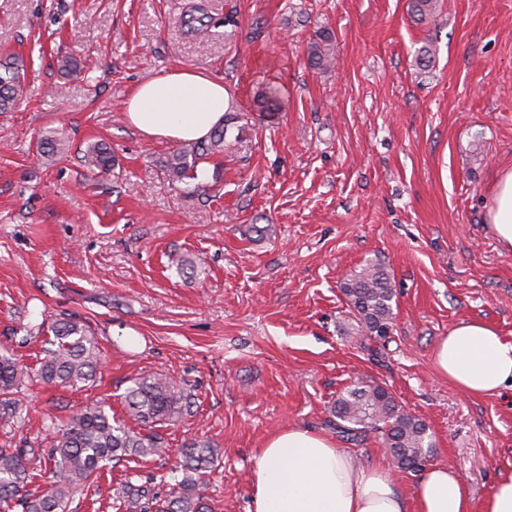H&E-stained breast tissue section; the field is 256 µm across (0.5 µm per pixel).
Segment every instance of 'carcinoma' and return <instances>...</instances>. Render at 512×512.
I'll return each instance as SVG.
<instances>
[{
  "label": "carcinoma",
  "instance_id": "obj_1",
  "mask_svg": "<svg viewBox=\"0 0 512 512\" xmlns=\"http://www.w3.org/2000/svg\"><path fill=\"white\" fill-rule=\"evenodd\" d=\"M437 0H410L413 17L424 23L434 17ZM333 35L327 30L315 34L306 47L308 63L320 69L333 60ZM26 95L20 65L0 64V112H11ZM255 111L273 118L282 109L276 93L255 96ZM228 124L217 126L205 140L188 142L173 153L164 174L171 181L197 178V166L209 155L224 150ZM86 169L96 177L112 174V153L107 145H89L83 153ZM350 314L373 355L385 346L392 329L395 281L380 263L367 262L340 284ZM47 331L53 339L36 372L46 384L74 387L87 384L101 364L94 335L77 318H57L40 323L37 332ZM32 381L26 366L6 350H0V415L19 416L26 411L20 394ZM124 405L131 419L143 426L135 432L112 416V409L101 402L82 406L66 422L62 434L53 437L48 447L43 442L18 448H0V505L15 504L21 512H67L74 491L97 479L110 462L127 457L160 456L166 452L164 438L156 426L172 420L189 407V398L164 374L135 377L124 394ZM336 428L346 440L365 438L371 433L383 443L398 468L417 471L430 462L432 442L426 425L404 412L387 390L379 385H354L342 391L332 407ZM218 450L207 440H192L181 450V459L172 469L177 494L162 504L158 512H213L206 494L207 481ZM46 458L53 464V480L39 494L27 490L40 477L37 461ZM155 499L149 482L128 480L121 488L116 505L124 512H147L145 502Z\"/></svg>",
  "mask_w": 512,
  "mask_h": 512
}]
</instances>
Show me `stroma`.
<instances>
[{"label":"stroma","mask_w":512,"mask_h":512,"mask_svg":"<svg viewBox=\"0 0 512 512\" xmlns=\"http://www.w3.org/2000/svg\"><path fill=\"white\" fill-rule=\"evenodd\" d=\"M409 0H0V61L19 57L26 98L0 113V347L37 367L34 330L74 315L102 364L82 388L33 383L25 419L0 416V445L45 438L105 400L120 419L132 378L170 376L191 394L167 422L161 457L107 465L72 512H116L120 482L170 498L185 442L219 450L215 512H248L254 458L273 433L315 431L358 465L393 468L380 437H339L344 389L382 385L425 423L433 463L482 502L512 471V391L475 397L440 378L433 353L457 323L483 319L512 339V252L486 222L512 169V0H439L413 20ZM202 13L207 37L186 22ZM333 67L306 61L316 31ZM435 42L431 66L418 49ZM83 66L64 77L58 56ZM186 67L220 79L236 119L223 153L169 181L177 144L125 117L140 82ZM277 90L278 121L253 98ZM65 140L45 153L44 138ZM96 141L117 161L95 179L80 156ZM196 259L179 272L175 257ZM396 285L389 342L371 355L352 329L341 282L366 261Z\"/></svg>","instance_id":"stroma-1"}]
</instances>
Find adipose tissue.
<instances>
[{
    "mask_svg": "<svg viewBox=\"0 0 512 512\" xmlns=\"http://www.w3.org/2000/svg\"><path fill=\"white\" fill-rule=\"evenodd\" d=\"M128 123L143 136L183 143L206 138L224 121L222 81L178 68L139 83L125 102ZM502 249L512 252V170L500 174L487 211ZM438 375L472 396L512 390V341L480 320H465L434 351ZM251 512H512V472L474 504L458 473L423 468L413 498L383 466L362 468L329 438L294 427L271 435L254 459Z\"/></svg>",
    "mask_w": 512,
    "mask_h": 512,
    "instance_id": "1",
    "label": "adipose tissue"
}]
</instances>
